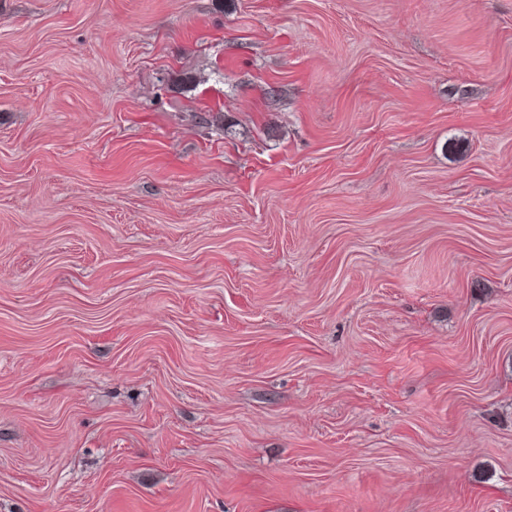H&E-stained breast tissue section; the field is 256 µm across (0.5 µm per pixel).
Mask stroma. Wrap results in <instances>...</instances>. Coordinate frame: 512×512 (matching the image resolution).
<instances>
[{
	"instance_id": "stroma-1",
	"label": "stroma",
	"mask_w": 512,
	"mask_h": 512,
	"mask_svg": "<svg viewBox=\"0 0 512 512\" xmlns=\"http://www.w3.org/2000/svg\"><path fill=\"white\" fill-rule=\"evenodd\" d=\"M0 512H512V0H0Z\"/></svg>"
}]
</instances>
